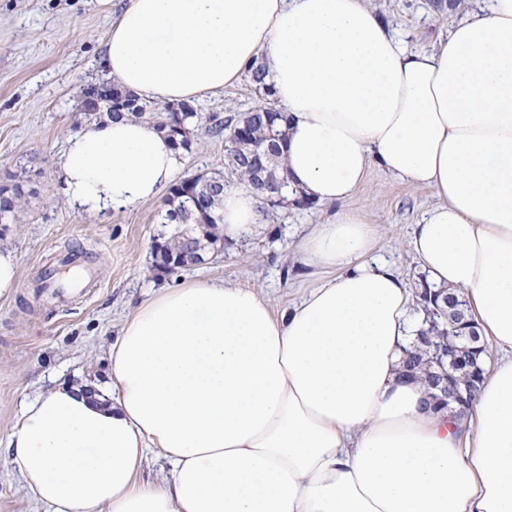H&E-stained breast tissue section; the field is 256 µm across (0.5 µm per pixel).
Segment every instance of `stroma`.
I'll use <instances>...</instances> for the list:
<instances>
[{
    "mask_svg": "<svg viewBox=\"0 0 512 512\" xmlns=\"http://www.w3.org/2000/svg\"><path fill=\"white\" fill-rule=\"evenodd\" d=\"M410 47L432 49L447 40L466 13L449 0H366ZM121 0H0V188L20 187L18 223H0V249L17 264V286L0 294V512H49L26 495L5 453L23 399L91 374L105 378L109 347L124 321L162 288L212 279L266 293L275 308L293 304L321 272L300 266L296 243L305 225L334 208L315 204L280 210L276 223L252 239L225 242L206 262L162 273L154 246L168 231L164 197L134 208L91 216L67 203L59 176L64 142L88 118L82 91L102 82L103 44ZM262 102L249 76L207 96L181 176L223 172V137L211 116L248 111ZM438 198L370 168L346 209L376 224L375 253L416 288L424 270L409 242L414 225Z\"/></svg>",
    "mask_w": 512,
    "mask_h": 512,
    "instance_id": "35a3bbf8",
    "label": "stroma"
}]
</instances>
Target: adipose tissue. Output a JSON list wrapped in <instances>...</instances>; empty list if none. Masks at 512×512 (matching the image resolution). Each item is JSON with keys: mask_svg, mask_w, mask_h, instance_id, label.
<instances>
[{"mask_svg": "<svg viewBox=\"0 0 512 512\" xmlns=\"http://www.w3.org/2000/svg\"><path fill=\"white\" fill-rule=\"evenodd\" d=\"M257 63L288 116L291 186L337 207L297 247L328 277L281 311L206 279L160 289L94 393L24 404L13 470L52 512H512V0H481L432 51L365 0H127L105 40L107 80L161 103ZM183 165L154 126L105 119L68 136L60 177L71 207L101 214L158 197ZM374 166L433 189L411 248L502 353L462 417L400 376L409 289L343 207ZM221 214L230 240L263 224L239 188ZM152 453L167 475L137 481Z\"/></svg>", "mask_w": 512, "mask_h": 512, "instance_id": "obj_1", "label": "adipose tissue"}]
</instances>
